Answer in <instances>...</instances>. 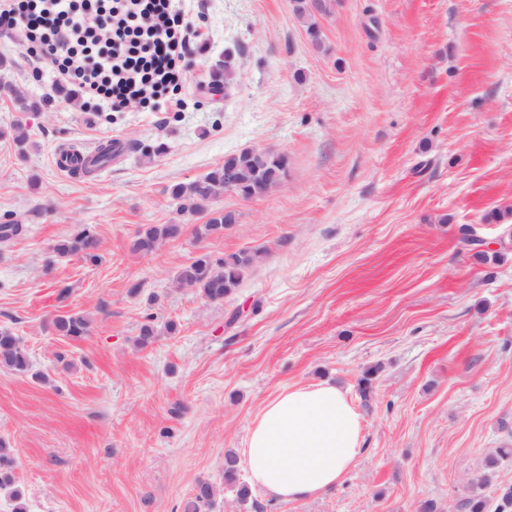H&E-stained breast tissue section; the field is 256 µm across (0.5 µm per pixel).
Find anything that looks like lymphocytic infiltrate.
Instances as JSON below:
<instances>
[{"instance_id":"1","label":"lymphocytic infiltrate","mask_w":512,"mask_h":512,"mask_svg":"<svg viewBox=\"0 0 512 512\" xmlns=\"http://www.w3.org/2000/svg\"><path fill=\"white\" fill-rule=\"evenodd\" d=\"M203 18L200 0H0V33L23 48L32 75L48 65L55 87L110 112L160 97L182 110Z\"/></svg>"}]
</instances>
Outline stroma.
Here are the masks:
<instances>
[{
	"mask_svg": "<svg viewBox=\"0 0 512 512\" xmlns=\"http://www.w3.org/2000/svg\"><path fill=\"white\" fill-rule=\"evenodd\" d=\"M204 13L180 112L84 111L0 34V224L25 227L0 244V328L33 370H0V444L27 512H184L201 479L211 512H247L225 453L267 399L319 382L360 415L359 461L315 499L253 490L264 512H463L476 492L494 512L512 485L511 464H488L512 444V0H336L320 49L292 0ZM18 120L24 156L3 135ZM115 137L164 151H125L88 178L53 165L59 148ZM244 149L286 154L287 178L213 201L238 222L196 241L206 217L182 214L170 187ZM83 224L96 256L50 259ZM144 224L183 232L132 253ZM243 249L262 258L224 301L173 287L189 257ZM65 311L92 318L88 336L55 333Z\"/></svg>",
	"mask_w": 512,
	"mask_h": 512,
	"instance_id": "1",
	"label": "stroma"
}]
</instances>
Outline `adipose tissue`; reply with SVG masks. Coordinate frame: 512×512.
<instances>
[{
	"instance_id": "adipose-tissue-1",
	"label": "adipose tissue",
	"mask_w": 512,
	"mask_h": 512,
	"mask_svg": "<svg viewBox=\"0 0 512 512\" xmlns=\"http://www.w3.org/2000/svg\"><path fill=\"white\" fill-rule=\"evenodd\" d=\"M360 415L333 384L268 399L244 449L250 480L277 500L304 501L340 485L361 453Z\"/></svg>"
}]
</instances>
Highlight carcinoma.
Returning a JSON list of instances; mask_svg holds the SVG:
<instances>
[{"label":"carcinoma","mask_w":512,"mask_h":512,"mask_svg":"<svg viewBox=\"0 0 512 512\" xmlns=\"http://www.w3.org/2000/svg\"><path fill=\"white\" fill-rule=\"evenodd\" d=\"M335 6L334 0H320L312 8L294 5L295 15L302 21L311 42L322 45L320 19L330 15ZM8 136L19 152L26 151L29 134L26 127L18 122L14 124ZM234 169L237 182L252 188L267 182H282L288 175V157L284 154L245 149L224 156V164L218 165L204 176L188 183H180L171 188V197L178 201L182 213H207L208 219L195 226L194 235L198 240L221 236L224 224L234 212L219 209H207L210 202L224 194V166ZM180 224H145L132 241V250L149 254L163 242L173 240L181 235ZM100 245L99 238L87 227H82L69 235L62 236L51 245V253L56 258L75 255L92 256ZM261 259V252L243 250L213 257L209 253H200L177 268L173 282L179 288H190L202 298L211 301L225 298L234 293L245 275ZM53 329L61 336L71 340H80L91 329L89 316L75 312H66L55 316L51 321ZM156 336L152 318L140 327L136 344L140 348L149 346ZM0 368L19 375L31 372V363L21 339L8 329H0ZM12 458L9 450L0 443V489H11V496L16 501L14 512H26L21 501L22 494L13 488ZM216 487L209 481L196 483L186 508L188 512H200V509L212 504Z\"/></svg>","instance_id":"obj_1"}]
</instances>
